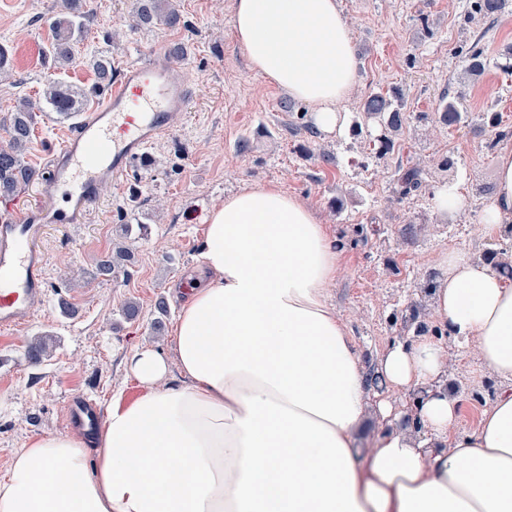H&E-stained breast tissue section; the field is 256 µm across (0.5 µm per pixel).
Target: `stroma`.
Segmentation results:
<instances>
[{
  "label": "stroma",
  "instance_id": "1",
  "mask_svg": "<svg viewBox=\"0 0 512 512\" xmlns=\"http://www.w3.org/2000/svg\"><path fill=\"white\" fill-rule=\"evenodd\" d=\"M133 2L89 0L79 60L53 72L43 53L62 0H0V45L12 58L8 76L0 77L2 145L22 99L41 102L52 76L75 91L90 87L96 81L92 60L103 51L118 71L143 50L181 44L179 60L191 89L187 111L146 149L150 165L134 161L118 184L104 185L83 223L36 230L46 304L23 327L0 331V476L32 437L70 431L72 395L85 394L103 414L114 395L138 398L144 388L125 365L136 348L173 358L181 301L203 273L205 218L227 194L275 185L315 209L340 246L330 302L355 337L367 374L376 379L371 395L382 398L389 391L376 377L380 358L392 341H415L414 327L405 321L411 309L431 322L427 287L443 274L441 257L451 250L479 257L493 246L479 225L488 201L484 189L495 184L494 130L479 123L438 130L418 115L434 114L442 98L460 95L468 111L499 113L512 126V74L491 67L469 77L461 57L462 48L475 42L493 56L512 45V8L488 25L470 20L471 0H338L358 60L356 84L341 110L354 117L367 95L397 87L410 117L399 147L367 173L348 131L317 139L334 150L336 166L302 151L303 139L290 127L312 118L285 112L288 93L248 72L231 26V0H171L187 23L174 32L159 24L131 27ZM73 124L54 112L37 113L25 163L46 172L52 150ZM447 153L457 160L453 183L466 201L450 224L439 220L428 193L399 199L391 192L398 169ZM349 191L357 200L336 213L333 201ZM130 220L137 229L124 232ZM119 246L130 250V259L101 275L100 262L112 259ZM129 304L139 308L136 319L122 314ZM38 336L48 337L49 349L34 361L29 346ZM443 344L444 380L463 402L457 427L470 430L501 383L472 350L448 338Z\"/></svg>",
  "mask_w": 512,
  "mask_h": 512
}]
</instances>
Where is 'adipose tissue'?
Instances as JSON below:
<instances>
[{
	"label": "adipose tissue",
	"instance_id": "obj_1",
	"mask_svg": "<svg viewBox=\"0 0 512 512\" xmlns=\"http://www.w3.org/2000/svg\"><path fill=\"white\" fill-rule=\"evenodd\" d=\"M232 28L252 73L308 105L320 131L342 130L358 63L337 0H233ZM510 224L509 142L481 231ZM440 264L437 324L507 387L461 433L459 399L429 394L418 439L392 429L363 451L365 372L328 300L338 249L276 186L226 197L207 219L206 276L177 315L174 360L136 349L126 365L143 395L113 400L96 434L31 438L0 477V512H512V280L463 252ZM379 373L386 419L393 397L439 381L443 345L393 342Z\"/></svg>",
	"mask_w": 512,
	"mask_h": 512
}]
</instances>
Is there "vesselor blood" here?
Wrapping results in <instances>:
<instances>
[{
    "label": "vessel or blood",
    "mask_w": 512,
    "mask_h": 512,
    "mask_svg": "<svg viewBox=\"0 0 512 512\" xmlns=\"http://www.w3.org/2000/svg\"><path fill=\"white\" fill-rule=\"evenodd\" d=\"M190 89L182 65L153 48L126 67L53 153L43 184L45 207H0V329L28 323L46 299L45 261L34 243L40 224H77L103 185L185 112Z\"/></svg>",
    "instance_id": "b4317fda"
}]
</instances>
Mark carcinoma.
I'll list each match as a JSON object with an SVG mask.
<instances>
[{"mask_svg":"<svg viewBox=\"0 0 512 512\" xmlns=\"http://www.w3.org/2000/svg\"><path fill=\"white\" fill-rule=\"evenodd\" d=\"M508 4L509 0H472L471 11L480 19L493 22L505 12ZM64 9L66 13L52 20L54 37L49 48L45 50V57L55 66L72 61L75 45L82 40L89 22L86 0H64ZM132 19L136 25L160 23L171 30L186 26L179 11L174 8L161 9L160 0H135ZM503 56L505 62L493 63L485 55L484 49L475 44L465 52V72L481 73L492 64L506 72L512 71V46L506 47ZM93 67L98 82L82 92L86 99L97 97L112 81L111 59L100 56L94 60ZM44 95L46 106L62 117L77 111L74 96L62 89L55 80L48 81ZM35 110V104L24 100L13 114L8 127L9 144L0 147V191L14 192L39 179V173L25 165L21 159V152L33 136ZM476 119L496 130V135L500 138L512 135L511 130L502 128L497 113L485 112L475 116L467 111L458 97L440 103L434 122L442 129H456ZM408 122L409 116L404 112L401 92L393 89L387 93L376 92L366 96L362 103V112L354 117L349 132L352 137L362 139L363 149L371 153L374 159L382 160L395 149ZM423 182L424 168L415 164L398 171L393 180V191L399 197L406 198L419 191ZM511 250L512 246L500 243L485 251L484 260L494 263L502 272L512 276V264L508 261Z\"/></svg>","mask_w":512,"mask_h":512,"instance_id":"obj_1","label":"carcinoma"}]
</instances>
